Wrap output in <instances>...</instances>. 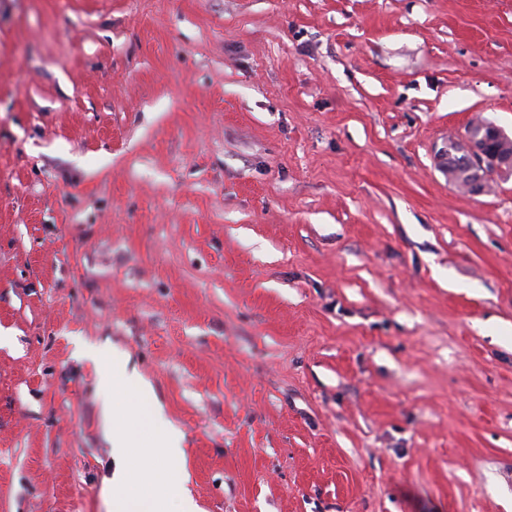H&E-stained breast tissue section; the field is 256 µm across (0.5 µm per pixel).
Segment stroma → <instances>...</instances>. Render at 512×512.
<instances>
[{
    "label": "stroma",
    "mask_w": 512,
    "mask_h": 512,
    "mask_svg": "<svg viewBox=\"0 0 512 512\" xmlns=\"http://www.w3.org/2000/svg\"><path fill=\"white\" fill-rule=\"evenodd\" d=\"M512 0H0V512H111L85 341L201 512H512ZM508 141L511 152H501L493 148V144ZM509 137L500 127L491 122H474L467 126L465 133L457 139L448 141V153L440 159L447 169L448 180L466 187L473 194L487 190L489 183L495 178H507L512 175V148ZM463 156L460 165L455 167L454 156Z\"/></svg>",
    "instance_id": "35a3bbf8"
}]
</instances>
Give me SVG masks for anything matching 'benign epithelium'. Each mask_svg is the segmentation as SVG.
<instances>
[{"mask_svg": "<svg viewBox=\"0 0 512 512\" xmlns=\"http://www.w3.org/2000/svg\"><path fill=\"white\" fill-rule=\"evenodd\" d=\"M503 141L512 138L497 125L486 121L469 124L461 137L448 141V153L441 158L442 165L450 169L448 180L480 194L494 179L511 176L512 151L493 147Z\"/></svg>", "mask_w": 512, "mask_h": 512, "instance_id": "1", "label": "benign epithelium"}]
</instances>
